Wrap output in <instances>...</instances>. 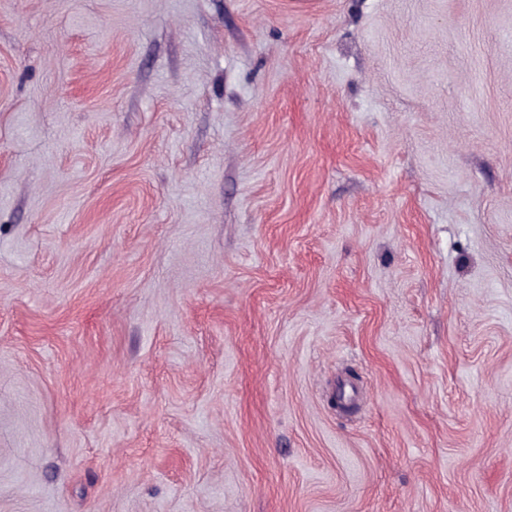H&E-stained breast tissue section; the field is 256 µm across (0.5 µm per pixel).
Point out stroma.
Wrapping results in <instances>:
<instances>
[{
	"label": "stroma",
	"instance_id": "35a3bbf8",
	"mask_svg": "<svg viewBox=\"0 0 512 512\" xmlns=\"http://www.w3.org/2000/svg\"><path fill=\"white\" fill-rule=\"evenodd\" d=\"M0 512H512V0H0Z\"/></svg>",
	"mask_w": 512,
	"mask_h": 512
}]
</instances>
